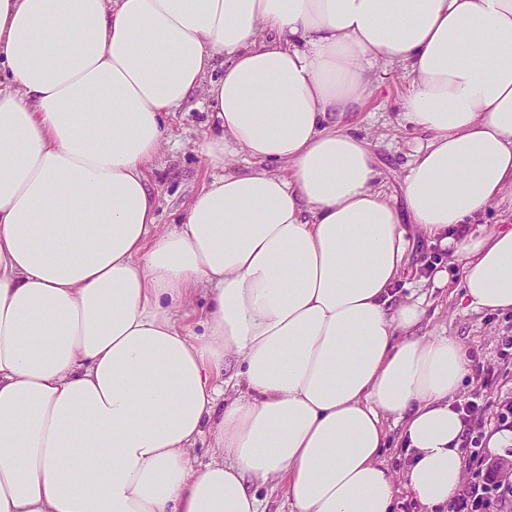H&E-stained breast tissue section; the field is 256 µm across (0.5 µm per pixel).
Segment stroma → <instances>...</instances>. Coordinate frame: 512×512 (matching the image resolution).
Segmentation results:
<instances>
[{
	"mask_svg": "<svg viewBox=\"0 0 512 512\" xmlns=\"http://www.w3.org/2000/svg\"><path fill=\"white\" fill-rule=\"evenodd\" d=\"M409 84L406 75L389 70L379 91L359 112L349 114L348 125L369 137L389 194L400 196V184L408 163L425 143L423 133L403 126L402 97ZM168 138L149 173L157 202L159 226L178 223L192 196L210 182L214 171L197 145L213 129L207 102L193 95L166 118ZM408 276L411 291L427 299L421 332L457 338L471 360V372L457 397L458 407L469 409V432L463 437L461 459L465 481H472L471 452L487 447L498 431L497 416L512 405V313L462 310L453 291L458 286L456 270L448 266V251L424 239H416L410 254ZM448 271V283L435 287V268Z\"/></svg>",
	"mask_w": 512,
	"mask_h": 512,
	"instance_id": "stroma-1",
	"label": "stroma"
}]
</instances>
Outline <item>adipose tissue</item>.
<instances>
[{"label": "adipose tissue", "instance_id": "obj_1", "mask_svg": "<svg viewBox=\"0 0 512 512\" xmlns=\"http://www.w3.org/2000/svg\"><path fill=\"white\" fill-rule=\"evenodd\" d=\"M381 65L428 135L402 210L338 121ZM196 91L215 175L163 230L147 172ZM492 208L512 218V0H0V512H263L266 484L290 512H394L403 487L439 512L470 359L400 285L421 237L460 305L512 312ZM390 427H392L388 444V447L390 448H385V457L393 471L400 474L406 468L405 451L402 448L401 442L398 440L400 429L394 426Z\"/></svg>", "mask_w": 512, "mask_h": 512}]
</instances>
